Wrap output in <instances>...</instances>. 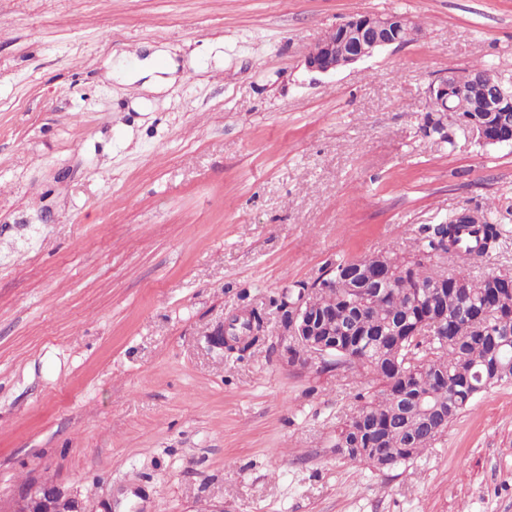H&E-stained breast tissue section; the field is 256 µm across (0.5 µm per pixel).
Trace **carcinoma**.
<instances>
[{
	"label": "carcinoma",
	"mask_w": 512,
	"mask_h": 512,
	"mask_svg": "<svg viewBox=\"0 0 512 512\" xmlns=\"http://www.w3.org/2000/svg\"><path fill=\"white\" fill-rule=\"evenodd\" d=\"M502 225L472 211L459 222L422 224L414 248L399 253L385 248L371 255L337 262L329 277L341 284L353 272L371 266L377 258H393L396 285L381 283L369 293L363 319L356 329L363 336H344L336 329V349L328 351L321 369L358 375L371 374L380 388L371 395L361 392L336 430V456L363 462L379 471L400 468L432 446L440 433L479 395L512 381V298L502 299L492 280L512 277L511 269H499L471 277L442 267L452 258L463 266L479 267L499 247ZM440 283L443 295L435 306L448 311L443 329L428 335L424 307L412 302L414 289ZM346 290L327 291L293 285L279 306L307 300L313 307L336 310V324L351 319L343 305ZM248 329L254 332L243 346L224 345V352L243 356L264 339V317L250 311ZM382 427L379 444L371 450H342L350 440V428L360 420Z\"/></svg>",
	"instance_id": "carcinoma-1"
}]
</instances>
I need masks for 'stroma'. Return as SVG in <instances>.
Segmentation results:
<instances>
[{
    "label": "stroma",
    "instance_id": "35a3bbf8",
    "mask_svg": "<svg viewBox=\"0 0 512 512\" xmlns=\"http://www.w3.org/2000/svg\"><path fill=\"white\" fill-rule=\"evenodd\" d=\"M417 40L330 74L331 27ZM167 52L158 94L126 84ZM512 79V0H0V500L51 479L96 512H512V382L379 472L337 458L372 378L290 365L281 290L411 249L464 208L503 224L512 146L425 135L448 69ZM264 310L265 343L211 347ZM419 29L401 14L357 13L327 30L309 53V70L332 73L371 57L388 46H403L418 38ZM251 319L248 322V329L254 332V335L251 336V339L248 343L243 346H234L228 345L224 342L225 336H243L240 335L234 328H236L237 324L241 322V320L245 321L249 318L248 311H245L240 314H236L231 316L225 324L222 325L215 333L213 337V341L215 344L224 347L225 354H238V357L243 356V354L248 351L252 346L256 345L258 342L264 339V317L263 313L258 309H251L250 311Z\"/></svg>",
    "mask_w": 512,
    "mask_h": 512
}]
</instances>
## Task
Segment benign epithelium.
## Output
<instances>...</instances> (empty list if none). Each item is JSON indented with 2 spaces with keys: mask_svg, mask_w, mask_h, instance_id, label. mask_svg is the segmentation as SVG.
<instances>
[{
  "mask_svg": "<svg viewBox=\"0 0 512 512\" xmlns=\"http://www.w3.org/2000/svg\"><path fill=\"white\" fill-rule=\"evenodd\" d=\"M419 29L401 14L386 16L357 13L343 23L327 30L309 53L306 64L309 70L332 73L348 65L371 57L388 46H403L418 38ZM478 82L487 97L470 111L474 115H462L450 107L455 99L463 96L466 87ZM425 111L432 120L462 125L473 133L477 142L485 145L512 146V80H506L493 71L479 75L467 70H457L434 77L429 83ZM369 274L360 271L347 278L352 301H360ZM249 318L248 312L230 317L215 333L213 341L224 346V338L236 336V326ZM321 318L310 305L295 307L285 328L294 353V362L305 368L314 361H323L328 346L315 340L319 335ZM4 512H93L78 496L53 481L26 478L19 481L13 498Z\"/></svg>",
  "mask_w": 512,
  "mask_h": 512,
  "instance_id": "7a95c632",
  "label": "benign epithelium"
}]
</instances>
